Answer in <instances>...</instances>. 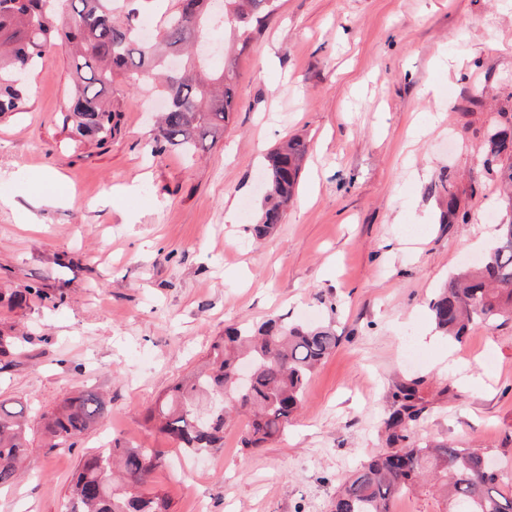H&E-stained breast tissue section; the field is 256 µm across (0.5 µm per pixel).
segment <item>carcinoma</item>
Instances as JSON below:
<instances>
[{"instance_id":"1","label":"carcinoma","mask_w":512,"mask_h":512,"mask_svg":"<svg viewBox=\"0 0 512 512\" xmlns=\"http://www.w3.org/2000/svg\"><path fill=\"white\" fill-rule=\"evenodd\" d=\"M133 2L0 0V118L23 110L30 77L41 60L65 50L71 55L76 86L65 116L74 141L104 145L120 131L121 103L113 93L118 73L132 89L160 87L169 103L152 134V153L179 148L193 154L206 141H216L236 105L237 56L211 72L196 35L221 40L228 21L242 30L241 53L253 28L274 12L276 0H223L220 21L214 19L213 0H177L149 42L140 37L142 15ZM178 55L186 65L174 73L169 62ZM501 117L487 136L481 162L487 173L497 175L509 218L497 225V237L482 263L451 274L428 303L436 330L450 341L461 340L476 321H512V114L503 112ZM308 149L307 140L296 136L267 154L255 236L263 237L282 223ZM25 341V336L0 332V356L14 354ZM338 341L330 325L292 324L282 315L231 327L212 345L206 367L176 382L158 400L152 418L186 452L201 455L224 445L231 411L245 412L250 419L240 444L244 451L255 452L288 428L311 374ZM422 385L419 377L395 385L383 417L387 448L372 455L337 490L331 512H392L396 498L424 486L443 492L445 512H512L511 467H487V455L479 448L412 439L417 421L429 411ZM199 395L210 400L227 396L230 404L202 412L194 406ZM105 411L103 397L94 391L65 399L43 415L48 448L76 446ZM31 449L23 410L0 402V486L12 482ZM164 465L153 449L114 438L106 452L97 450L81 460L67 512H170L165 495L143 491Z\"/></svg>"}]
</instances>
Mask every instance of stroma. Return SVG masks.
Wrapping results in <instances>:
<instances>
[{"label":"stroma","instance_id":"obj_1","mask_svg":"<svg viewBox=\"0 0 512 512\" xmlns=\"http://www.w3.org/2000/svg\"><path fill=\"white\" fill-rule=\"evenodd\" d=\"M72 77L66 52L45 56L24 111L0 118V331L30 338L0 370V401L34 430L0 512H64L83 455L116 437L164 456L151 486L171 512H329L414 375L430 402L416 440L512 461V323L451 343L428 311L505 213L480 158L512 113V0H278L238 59L236 112L192 158L150 155L156 97L121 77L120 134L74 146ZM295 135L310 145L296 200L255 239L264 157ZM54 176L66 194L38 203ZM452 195L464 218L444 224ZM29 284L46 299L8 304ZM273 315L335 320L340 338L291 425L246 455L239 416L223 448L186 454L151 421L155 400L227 325ZM84 390L106 397L104 419L44 453L40 414Z\"/></svg>","mask_w":512,"mask_h":512}]
</instances>
